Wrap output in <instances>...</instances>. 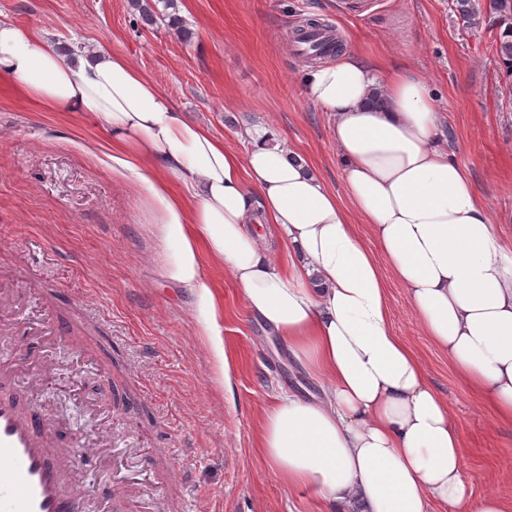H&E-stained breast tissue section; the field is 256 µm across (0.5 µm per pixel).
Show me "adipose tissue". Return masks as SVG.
<instances>
[{"mask_svg":"<svg viewBox=\"0 0 512 512\" xmlns=\"http://www.w3.org/2000/svg\"><path fill=\"white\" fill-rule=\"evenodd\" d=\"M0 79L102 121L112 172L140 186L172 242L167 276L192 293L223 375L224 305L204 278L208 261L320 379L322 399L284 390L259 420V452L284 485L312 489L319 512H511L496 493L472 495L448 402L390 322L394 283L425 336L512 425V256L443 144L421 79L353 52L308 69L303 94L331 118L340 195L272 129L246 130L245 152L226 146L106 44L76 42L66 57L0 20ZM257 218L286 260L250 231Z\"/></svg>","mask_w":512,"mask_h":512,"instance_id":"1","label":"adipose tissue"}]
</instances>
